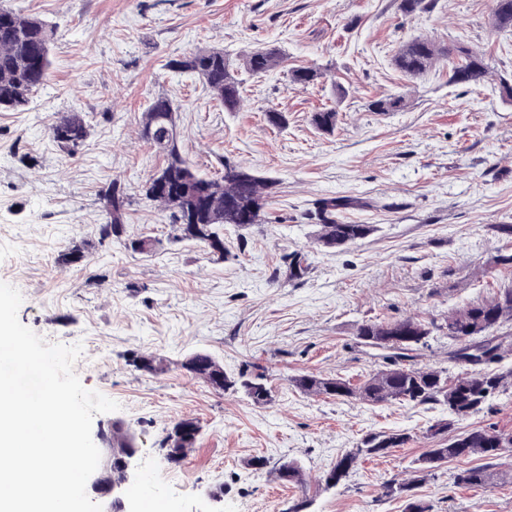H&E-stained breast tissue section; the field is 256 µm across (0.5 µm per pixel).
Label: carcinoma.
I'll return each mask as SVG.
<instances>
[{"label": "carcinoma", "mask_w": 512, "mask_h": 512, "mask_svg": "<svg viewBox=\"0 0 512 512\" xmlns=\"http://www.w3.org/2000/svg\"><path fill=\"white\" fill-rule=\"evenodd\" d=\"M493 26L498 30H512V0H494ZM53 31L42 20L25 17L8 7H0V110H21L30 96L43 85L50 66L49 45ZM461 63L451 68L448 82L454 84L477 83L486 73V66L463 46L439 48L427 37H416L405 42L396 58L397 68L410 77H418L430 69L434 62L452 55ZM282 52L276 47L255 50L245 56L243 66L253 75H262L280 66ZM170 68L190 71L200 77L212 94L224 104L228 112L240 103L239 82L230 71L222 50H198L189 56L169 61ZM176 106L172 99L159 97L151 102L143 116V135L164 155V165L158 174L188 183L190 195L172 199L154 194L153 179L145 183V196L172 210V223L189 224L194 231H180L179 238L206 243L221 240L218 228L222 224L241 225L240 215L247 214L250 223L258 224L264 216L267 199L275 181L259 177L236 166L224 165L219 179L199 176L180 154L174 128ZM316 127L325 132L336 126V111L330 109L313 115ZM51 135L59 147L73 154L87 137V126L78 112H67L56 117L50 127ZM106 201L110 221L98 230L99 242L119 241L125 250L144 254L143 244L157 243L150 236L125 234L127 198L117 183L107 191ZM352 204L349 199L328 198L318 203L320 221L319 242L336 248L354 243L368 236L373 227L366 224H342L336 220V211ZM456 321L448 318H403L363 324L357 337L360 343L380 346L394 340L397 351L383 356L388 364L369 376L361 385L354 386L342 378H324L302 374L291 378L292 385L309 395L328 397H357L369 405H382L394 401L448 406L450 415L464 419L481 412L489 401L500 393L512 389V368L497 369L502 354L485 363L482 373L466 372L452 378L448 370L419 367L415 363L417 352L430 346V341L448 339V362L465 366L458 339L475 336L497 342L501 346L506 337L496 335L498 329L512 322V285L498 288L489 300L472 303L453 313ZM188 373L198 376L217 393L240 389L256 404L271 400V388L262 375L241 373L230 377L214 358L204 352L192 354L181 363ZM199 436V426L192 419L172 424L160 441V447L193 448ZM408 440L405 434L369 433L360 443L340 456V462L327 473V482H338L349 473L363 456L383 455L390 448H398ZM512 447V436L495 431L476 429L454 439H448L437 448L426 450L416 461L414 477L406 483H387V496L405 495L404 512H428V507L410 495L415 482L425 479L442 464L460 461L477 455L485 463L459 467L453 473V482L459 487L479 488L505 482L512 476L496 470L499 456Z\"/></svg>", "instance_id": "carcinoma-1"}]
</instances>
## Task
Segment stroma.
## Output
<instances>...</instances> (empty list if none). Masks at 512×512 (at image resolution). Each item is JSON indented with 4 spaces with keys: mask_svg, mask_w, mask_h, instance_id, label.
<instances>
[{
    "mask_svg": "<svg viewBox=\"0 0 512 512\" xmlns=\"http://www.w3.org/2000/svg\"><path fill=\"white\" fill-rule=\"evenodd\" d=\"M53 30L44 84L20 111H0V282L23 301L20 322L47 343L81 344L74 365L81 384L117 401L96 415L93 431L113 420L131 425L140 448L137 495L164 501L169 512H286L309 498L307 512H403L382 486L408 478L414 460L447 437L476 428L512 434V392L465 419L442 405L371 406L350 397L306 395L294 376H341L362 384L383 365L380 350L359 344L369 321L440 318L491 298L512 282V32L492 25L494 0H432L408 16L398 0H0ZM459 44L482 56L480 84H452L438 60L421 77L394 63L417 36ZM275 45L287 55L254 76L241 59ZM220 49L240 82L241 104L225 111L193 73L168 66L201 49ZM315 67L311 83L291 72ZM400 96L401 108L375 112L372 101ZM178 106L180 151L201 176L225 164L275 178L262 223L220 226L223 255L178 240L168 209L142 187L163 164L142 136L153 99ZM337 112L333 132L314 113ZM79 111L88 136L75 156L53 142L57 113ZM282 113L271 124L269 111ZM120 181L128 197V235L160 239L152 255L99 245L109 214L104 193ZM351 198L336 218L370 224L364 239L338 248L317 242L316 207ZM85 245V262L59 256ZM306 255L300 278L288 256ZM205 352L227 375L265 368L272 400L242 391L214 392L181 369ZM135 353L170 363L166 374L135 370ZM181 419L201 432L181 463L159 442ZM404 433L407 442L364 457L340 482L322 479L345 450L368 433ZM297 462L308 491L250 467ZM457 462L415 490L430 512H512V484L454 485Z\"/></svg>",
    "mask_w": 512,
    "mask_h": 512,
    "instance_id": "35a3bbf8",
    "label": "stroma"
}]
</instances>
